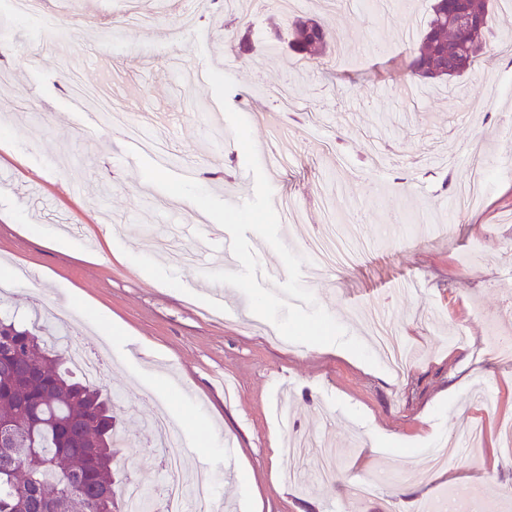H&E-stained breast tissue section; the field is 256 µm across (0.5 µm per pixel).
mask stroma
Returning <instances> with one entry per match:
<instances>
[{
	"mask_svg": "<svg viewBox=\"0 0 512 512\" xmlns=\"http://www.w3.org/2000/svg\"><path fill=\"white\" fill-rule=\"evenodd\" d=\"M429 0H302L325 19L333 54L297 59L293 13L202 5L181 26L179 0H54L75 36L41 30L0 0V261L36 277L0 292V309L38 317L91 346L96 382L117 398L116 480L167 478L150 420H185L187 489L207 482L204 512H343L353 482L379 479L359 512H423L458 487L481 512H512V0H494L480 62L449 83L407 87ZM249 39L254 54L240 53ZM229 64L230 106L257 148L270 127L288 165L268 173L291 200L280 235L305 257L302 282L347 332L376 350L382 310L412 359L403 375L337 345L284 339L245 295L211 293L228 233L191 202L146 182L140 138L108 123L124 115L162 144L148 158L219 198L250 199L245 155L209 83L183 62ZM143 135V136H144ZM77 248H56V237ZM122 330L110 334L111 322ZM485 437L474 457L427 464L426 450ZM296 436L336 454L320 483L312 461L282 452ZM248 468L260 507L239 486Z\"/></svg>",
	"mask_w": 512,
	"mask_h": 512,
	"instance_id": "1",
	"label": "stroma"
}]
</instances>
